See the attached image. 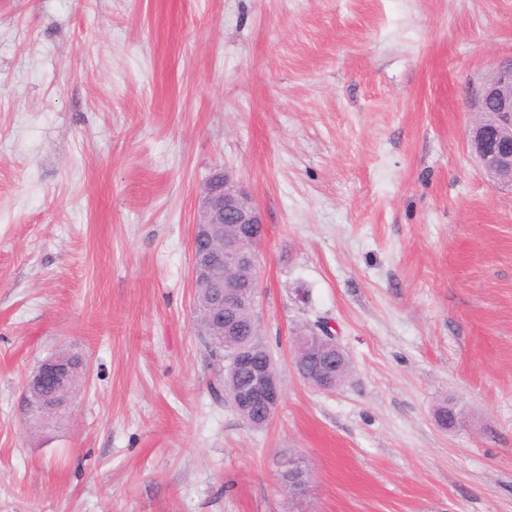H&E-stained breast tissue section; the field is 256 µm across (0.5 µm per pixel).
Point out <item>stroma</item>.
Here are the masks:
<instances>
[{"label":"stroma","mask_w":512,"mask_h":512,"mask_svg":"<svg viewBox=\"0 0 512 512\" xmlns=\"http://www.w3.org/2000/svg\"><path fill=\"white\" fill-rule=\"evenodd\" d=\"M510 56L512 0H0V512H512V189L465 143ZM217 169L266 226L258 429L193 325ZM320 321L330 392L290 364ZM70 349L82 387L34 425ZM307 327L308 325H302L296 330L294 333V341L300 336H303L300 338L298 345L307 348L312 356V360L315 361L322 357L325 349L336 350V356L332 359V362L336 365V371L329 381V387L336 389L348 376L350 372V361L345 354L338 352V350L342 349L336 344L332 336H324L315 331H311L309 336H305L304 334L308 331L305 329ZM67 376L66 367L59 362L47 358L39 364L35 378L48 388L58 389L65 383ZM216 383L224 388L225 394L229 397L231 403L232 400L230 398V385L232 381L230 379V375L228 373H221V370H218L216 373ZM232 406L234 407L233 403ZM237 413L246 421L247 424L254 428H261L265 426L267 423H264L263 415L259 409H247L240 410L234 407ZM280 480L288 490V494L295 496L303 493L308 483V474L298 462L288 458V461L284 464V470L280 474Z\"/></svg>","instance_id":"1"}]
</instances>
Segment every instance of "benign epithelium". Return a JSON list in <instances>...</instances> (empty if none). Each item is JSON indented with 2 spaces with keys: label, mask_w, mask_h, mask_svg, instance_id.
Masks as SVG:
<instances>
[{
  "label": "benign epithelium",
  "mask_w": 512,
  "mask_h": 512,
  "mask_svg": "<svg viewBox=\"0 0 512 512\" xmlns=\"http://www.w3.org/2000/svg\"><path fill=\"white\" fill-rule=\"evenodd\" d=\"M481 116L493 114L495 120L481 118L468 130L467 143L485 175L496 185L512 187V60L495 63L478 86L471 90ZM226 224L239 225L243 240L262 241L265 233L259 210L226 171L216 172L204 185L199 201V219L195 224L192 264L195 288L214 289L206 317L218 328L256 335L254 314L244 312L254 305L259 288L258 251L245 250L237 241L216 244V233ZM318 360L326 349L340 350L331 336L315 331L299 340ZM239 383L235 402L260 408L271 418L282 399V385L274 361H258L245 350L230 360ZM68 373L60 363L45 359L36 370V378L51 389L61 387ZM281 483L291 496L303 493L308 474L298 462L288 459L280 474Z\"/></svg>",
  "instance_id": "1"
}]
</instances>
